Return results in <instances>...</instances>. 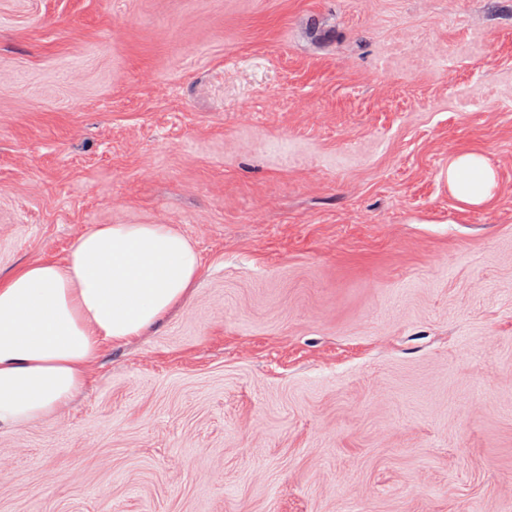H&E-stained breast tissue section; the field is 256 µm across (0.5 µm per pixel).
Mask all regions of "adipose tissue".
Instances as JSON below:
<instances>
[{
    "mask_svg": "<svg viewBox=\"0 0 512 512\" xmlns=\"http://www.w3.org/2000/svg\"><path fill=\"white\" fill-rule=\"evenodd\" d=\"M496 186L480 153L449 159L448 189L463 206L486 204ZM200 273L197 251L172 225L97 224L63 258H34L0 276V429L68 407L103 348L157 326Z\"/></svg>",
    "mask_w": 512,
    "mask_h": 512,
    "instance_id": "ef3b65f1",
    "label": "adipose tissue"
}]
</instances>
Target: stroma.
Masks as SVG:
<instances>
[{
	"instance_id": "stroma-1",
	"label": "stroma",
	"mask_w": 512,
	"mask_h": 512,
	"mask_svg": "<svg viewBox=\"0 0 512 512\" xmlns=\"http://www.w3.org/2000/svg\"><path fill=\"white\" fill-rule=\"evenodd\" d=\"M94 224L201 276L0 512H512V0H0V274ZM497 186V174L483 155L463 151L448 161V190L465 207L486 204Z\"/></svg>"
}]
</instances>
